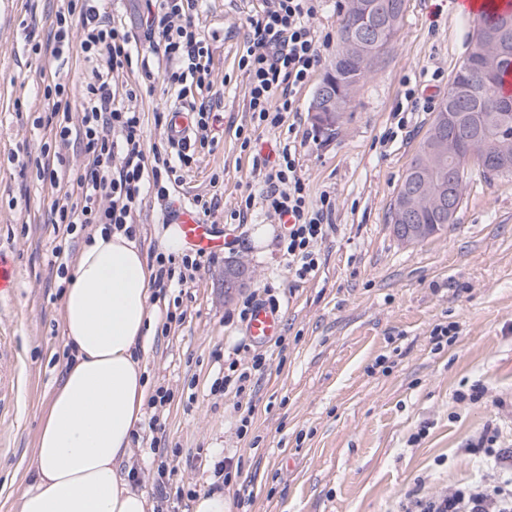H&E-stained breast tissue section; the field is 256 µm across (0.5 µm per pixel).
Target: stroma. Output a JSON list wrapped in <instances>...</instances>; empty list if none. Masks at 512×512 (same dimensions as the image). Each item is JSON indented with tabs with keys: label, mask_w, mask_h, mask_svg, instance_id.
<instances>
[{
	"label": "stroma",
	"mask_w": 512,
	"mask_h": 512,
	"mask_svg": "<svg viewBox=\"0 0 512 512\" xmlns=\"http://www.w3.org/2000/svg\"><path fill=\"white\" fill-rule=\"evenodd\" d=\"M457 0H407L395 41L367 75L336 137L326 139L310 110L324 74L336 60L337 31L346 0H321L314 19L330 34L310 82L296 95L283 128L258 131L255 151H241L235 130L246 122L247 76L238 59L249 38L248 19L260 0H210L200 23L212 45L214 77L224 84V114L212 150L175 186L170 199L147 197L136 215L144 256L166 249L163 211L218 195L212 215L226 245L203 261L183 288L152 295L168 326H154L146 361L149 391L171 398L157 416L163 454L133 444L138 486L154 512H193L201 494L221 493L231 512H396L412 493L435 496L469 483L475 464L461 453L487 426L512 442V178L473 177L454 224L427 240L404 244L387 213L402 175L433 118L416 111L398 128L406 83L442 101L465 52L473 21ZM0 14V250L19 270L11 301L0 303V341L22 362L18 414L0 415V487L18 493L48 395L71 353L63 343L64 291L52 264L59 236L47 222L53 198L23 151L62 152L70 173L81 171L78 147L61 148L40 90L50 75L41 61L20 63L26 30L47 35L58 0H12ZM151 88L132 104L145 114L146 146L160 141L159 121L177 106L153 66ZM298 143L311 198L336 199L333 227L317 246L319 267L300 279L276 248L281 228L257 212L234 224L230 214L253 182L252 157L274 156ZM245 262L248 292L266 281L283 289L281 344L248 343L238 316L240 299L224 298V265ZM451 327L435 343L436 326ZM241 366L265 359L254 390L238 397L214 389L229 352ZM483 384L476 402L460 391ZM252 407L246 435L237 428ZM238 462L225 480L219 468ZM166 463L165 488L155 483Z\"/></svg>",
	"instance_id": "35a3bbf8"
}]
</instances>
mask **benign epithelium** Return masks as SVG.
Here are the masks:
<instances>
[{
	"label": "benign epithelium",
	"instance_id": "obj_1",
	"mask_svg": "<svg viewBox=\"0 0 512 512\" xmlns=\"http://www.w3.org/2000/svg\"><path fill=\"white\" fill-rule=\"evenodd\" d=\"M403 13L404 6L393 0H349V12L345 18L349 36L340 41L336 59L356 58L365 64L380 60L387 48L385 35L396 32ZM320 100L323 101V108L311 113L313 123L323 128H336L347 111L351 98L338 97L327 86L320 89ZM461 118L462 114L459 112L440 116L439 130L424 144V158L443 160L451 149L456 154L465 153V157L472 162L480 158L489 165L500 161L508 163L512 156L511 139H461L457 137ZM427 211L448 214L450 223L456 215L455 205L442 193L429 199H424L408 189L397 194L392 224L397 239L411 244L426 237L429 226L418 224L416 220ZM248 274V267L241 261H234L224 267V299H231L238 289L246 285Z\"/></svg>",
	"mask_w": 512,
	"mask_h": 512
}]
</instances>
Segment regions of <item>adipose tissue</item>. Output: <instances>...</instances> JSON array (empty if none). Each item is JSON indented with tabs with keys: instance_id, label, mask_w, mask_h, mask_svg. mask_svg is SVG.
Wrapping results in <instances>:
<instances>
[{
	"instance_id": "adipose-tissue-1",
	"label": "adipose tissue",
	"mask_w": 512,
	"mask_h": 512,
	"mask_svg": "<svg viewBox=\"0 0 512 512\" xmlns=\"http://www.w3.org/2000/svg\"><path fill=\"white\" fill-rule=\"evenodd\" d=\"M153 271L135 240L94 231L68 280L63 340L73 358L43 410L33 472L11 512H153L122 476L144 421Z\"/></svg>"
}]
</instances>
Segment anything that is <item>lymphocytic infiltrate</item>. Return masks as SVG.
<instances>
[{
    "mask_svg": "<svg viewBox=\"0 0 512 512\" xmlns=\"http://www.w3.org/2000/svg\"><path fill=\"white\" fill-rule=\"evenodd\" d=\"M317 2L262 0L260 10L250 16L251 37L238 60L247 74L251 113L249 125L236 130L241 149H250L257 130L283 125L294 109L297 89L318 66L320 39L310 23ZM202 7L203 0H147L137 35L114 19L106 0H62L47 41H31L28 52L38 58L58 60L75 46L84 59L103 63L83 87L79 103H72L67 84L44 88L56 138L64 145L78 142L84 159L81 173L67 182L60 155L44 150L34 160L42 181L68 185L63 199L52 200L47 210L49 223L62 225L64 235L93 224L133 235L144 195L168 197L197 154L212 148V128L223 112L213 90L212 50L199 25ZM148 55L173 62L163 81L187 101L194 131L185 143L163 136L147 152L144 114L129 101L137 96L136 77L153 76L149 66L133 65L134 58ZM253 170L258 189L241 197L231 220L247 223L259 203L287 219L290 227L277 245L288 269L301 278L311 275L318 268L316 246L333 226L334 198L325 191L311 199L296 146L285 145L277 161L254 163ZM465 452L483 459L487 478L437 497L406 498L398 512H512V448L503 445L497 428H486Z\"/></svg>",
    "mask_w": 512,
    "mask_h": 512,
    "instance_id": "1",
    "label": "lymphocytic infiltrate"
}]
</instances>
